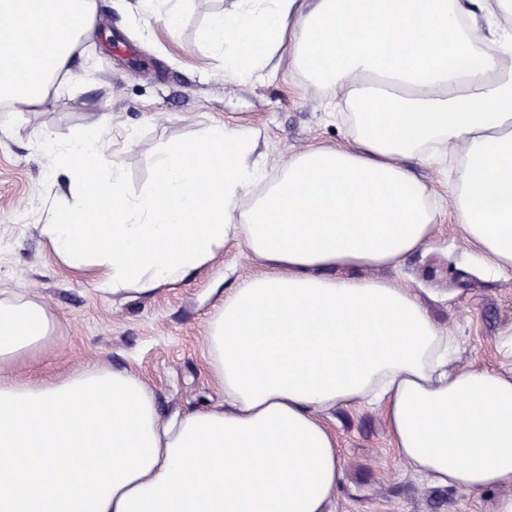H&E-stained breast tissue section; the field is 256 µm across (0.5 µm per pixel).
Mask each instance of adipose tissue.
Instances as JSON below:
<instances>
[{
    "label": "adipose tissue",
    "instance_id": "1",
    "mask_svg": "<svg viewBox=\"0 0 512 512\" xmlns=\"http://www.w3.org/2000/svg\"><path fill=\"white\" fill-rule=\"evenodd\" d=\"M95 27L94 0H39L25 21L0 0V104L48 109ZM200 41L234 78L285 67L345 104L348 140L269 180L258 131L213 124L169 142L134 198L109 115L67 141L40 131L77 188L40 235L101 295H154L235 242L262 271L207 322L223 404L169 418L138 375L105 366L0 377V512H330L343 467L325 418L353 405L380 409L398 458L436 485L512 486V332L500 367L449 371L457 340L413 290L359 274L422 249L443 196L484 271L512 274V0H235ZM409 159L446 171L442 187ZM56 331L45 303L0 298V369Z\"/></svg>",
    "mask_w": 512,
    "mask_h": 512
}]
</instances>
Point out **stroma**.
<instances>
[{
  "instance_id": "1",
  "label": "stroma",
  "mask_w": 512,
  "mask_h": 512,
  "mask_svg": "<svg viewBox=\"0 0 512 512\" xmlns=\"http://www.w3.org/2000/svg\"><path fill=\"white\" fill-rule=\"evenodd\" d=\"M233 4L189 0L172 36L160 19L139 14L137 0H96L98 38L74 53L76 77L56 88L52 107L0 116V294L42 301L57 320L52 347L5 368L4 376L49 379L112 366L136 372L164 412L223 403L207 370L206 323L225 292L257 272L256 263L235 243L212 268L156 295L112 300L94 292L39 233L48 210L62 206L70 193L67 176L51 167L37 135L48 127L67 139L98 113H109L112 159L132 196L152 184L154 158L168 141L194 137L216 123L258 129L257 152L272 176L308 146L345 144L335 107L302 78L281 72L239 81L200 46V30ZM364 274L417 293L433 320L457 336L455 366H498L497 338L512 326V276L479 273L448 216L398 269ZM328 424L344 472L332 512H494L503 494L499 488L474 493L441 487L413 474L395 456L376 408H339Z\"/></svg>"
}]
</instances>
